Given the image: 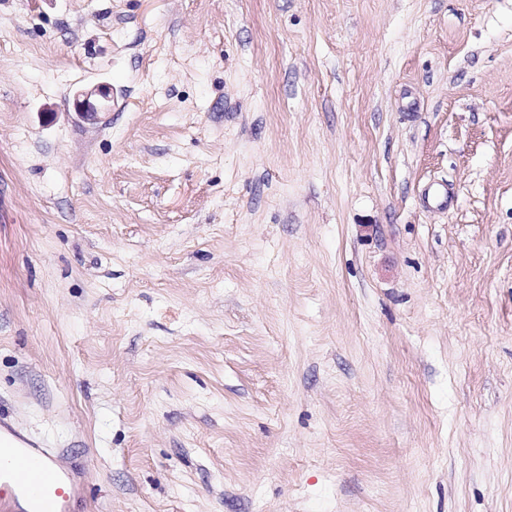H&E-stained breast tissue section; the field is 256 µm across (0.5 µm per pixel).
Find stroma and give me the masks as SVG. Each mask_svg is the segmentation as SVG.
Masks as SVG:
<instances>
[{"label":"stroma","instance_id":"stroma-1","mask_svg":"<svg viewBox=\"0 0 512 512\" xmlns=\"http://www.w3.org/2000/svg\"><path fill=\"white\" fill-rule=\"evenodd\" d=\"M0 420L78 512H512V0H0ZM112 99V89L107 85L98 86L94 91L78 95L75 99V110L83 118L93 117L103 112L105 103Z\"/></svg>","mask_w":512,"mask_h":512}]
</instances>
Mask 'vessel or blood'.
I'll use <instances>...</instances> for the list:
<instances>
[{
    "mask_svg": "<svg viewBox=\"0 0 512 512\" xmlns=\"http://www.w3.org/2000/svg\"><path fill=\"white\" fill-rule=\"evenodd\" d=\"M80 470L57 453L0 424V512H74L83 497Z\"/></svg>",
    "mask_w": 512,
    "mask_h": 512,
    "instance_id": "obj_1",
    "label": "vessel or blood"
}]
</instances>
